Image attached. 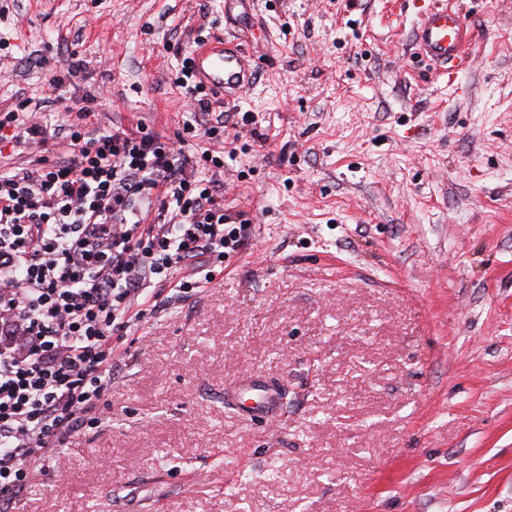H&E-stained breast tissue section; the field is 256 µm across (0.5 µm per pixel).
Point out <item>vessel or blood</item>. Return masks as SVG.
Listing matches in <instances>:
<instances>
[{
  "label": "vessel or blood",
  "instance_id": "b4317fda",
  "mask_svg": "<svg viewBox=\"0 0 512 512\" xmlns=\"http://www.w3.org/2000/svg\"><path fill=\"white\" fill-rule=\"evenodd\" d=\"M471 41L462 15L450 0L426 10L414 31V47L435 69L456 75L469 63L467 47ZM194 73L201 84L224 101H234L242 89L254 81L250 53L241 45L216 39L214 45L192 52ZM237 401H251V410L262 419L274 417L281 405L277 383L256 373L228 390Z\"/></svg>",
  "mask_w": 512,
  "mask_h": 512
}]
</instances>
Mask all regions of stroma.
Here are the masks:
<instances>
[{
	"label": "stroma",
	"instance_id": "1",
	"mask_svg": "<svg viewBox=\"0 0 512 512\" xmlns=\"http://www.w3.org/2000/svg\"><path fill=\"white\" fill-rule=\"evenodd\" d=\"M474 35L453 78L421 64L430 0H257L258 61L226 122L224 207L245 248L196 295L131 326L97 426L0 512H512V0H457ZM224 0H0V101L27 122L173 137L175 85ZM48 58L43 67L39 58ZM281 379L279 420L224 387Z\"/></svg>",
	"mask_w": 512,
	"mask_h": 512
}]
</instances>
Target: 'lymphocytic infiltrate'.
Masks as SVG:
<instances>
[{"instance_id": "1", "label": "lymphocytic infiltrate", "mask_w": 512, "mask_h": 512, "mask_svg": "<svg viewBox=\"0 0 512 512\" xmlns=\"http://www.w3.org/2000/svg\"><path fill=\"white\" fill-rule=\"evenodd\" d=\"M176 85L205 117L176 141L141 124L91 133L83 112L29 125L30 98L0 115V148L52 150L0 170L1 504L95 422L127 329L166 305L150 286L197 294L249 238L248 220L224 207L223 160L187 148L223 129L224 115L190 64Z\"/></svg>"}]
</instances>
